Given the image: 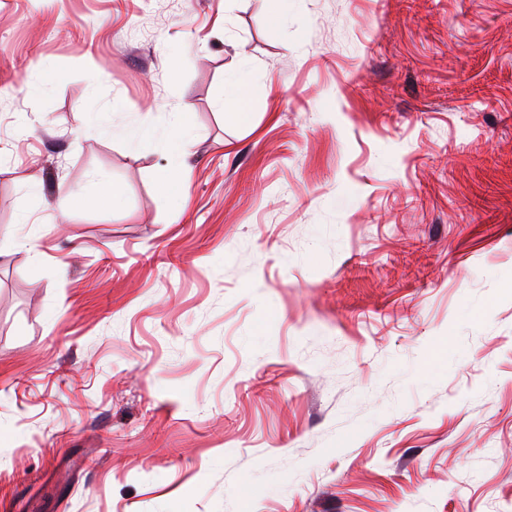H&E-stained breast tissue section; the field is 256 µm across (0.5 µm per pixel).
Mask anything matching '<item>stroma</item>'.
<instances>
[{"mask_svg":"<svg viewBox=\"0 0 512 512\" xmlns=\"http://www.w3.org/2000/svg\"><path fill=\"white\" fill-rule=\"evenodd\" d=\"M275 7L0 0V512H512V0ZM249 86L243 81L233 82L229 89L224 91L221 106L224 109V121L246 126L251 122L252 113L249 112ZM168 146L171 162L158 174L157 187L167 192L173 184H178L186 193L190 185L181 160L187 154L189 141L184 132L176 131V137L168 140ZM122 195V188L105 177H96L82 189L84 200L91 205L110 204Z\"/></svg>","mask_w":512,"mask_h":512,"instance_id":"obj_1","label":"stroma"}]
</instances>
